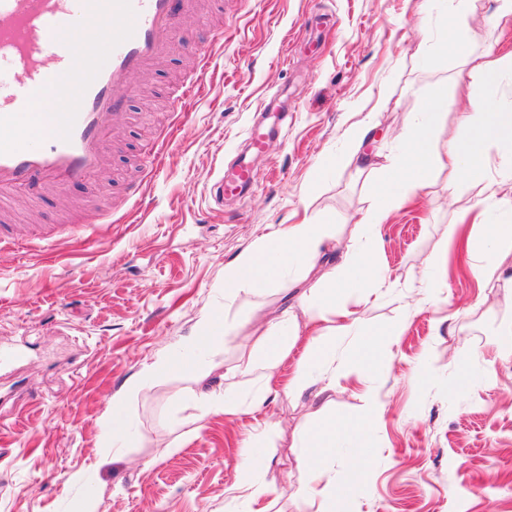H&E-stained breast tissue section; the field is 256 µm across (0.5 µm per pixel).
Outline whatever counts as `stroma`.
<instances>
[{"label":"stroma","instance_id":"obj_1","mask_svg":"<svg viewBox=\"0 0 512 512\" xmlns=\"http://www.w3.org/2000/svg\"><path fill=\"white\" fill-rule=\"evenodd\" d=\"M496 0H470L445 50L448 0H193L183 44L134 78L126 120L110 143L108 189L86 185L16 202L20 234L53 231L49 249H0V512H228L244 444L256 439L267 466L255 480L268 512H311L299 489L298 434L319 421L310 396L284 388L305 339L278 369L262 407L234 417L202 414L174 394L198 386L256 389L245 369L251 331L281 314L292 286L224 294V270L261 237L304 214L335 225L329 256L354 246L352 226L368 210L375 175L347 158L346 131L372 118L371 153L396 149L395 130L429 99L447 101L438 134L448 150L457 102L473 93L471 61L512 55V20L495 22ZM214 49L188 114L167 91L193 74L194 47L215 29ZM277 125L265 153L249 151L253 121ZM158 172L137 166L146 143ZM249 154L256 182L245 198L210 197L220 168ZM322 162L333 169L315 177ZM447 168L396 210L381 230L376 261L394 288L377 302L350 298L367 325L405 323L378 372H358L330 393L342 417L362 414L367 393L382 406L375 465L357 484L351 452L332 459L351 512H512V362L494 345L512 321V281L479 286L463 244L481 233L480 179L451 185ZM140 182L139 202L127 187ZM455 226L447 252L436 245ZM440 288L419 304L427 279ZM224 319L213 370L140 380L157 356L184 350L203 311ZM123 400L131 438L112 445V403Z\"/></svg>","mask_w":512,"mask_h":512}]
</instances>
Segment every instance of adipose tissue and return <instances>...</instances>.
I'll return each mask as SVG.
<instances>
[{
	"label": "adipose tissue",
	"mask_w": 512,
	"mask_h": 512,
	"mask_svg": "<svg viewBox=\"0 0 512 512\" xmlns=\"http://www.w3.org/2000/svg\"><path fill=\"white\" fill-rule=\"evenodd\" d=\"M503 64V58L499 57L472 65L470 77L484 91L465 99L448 154H440L436 142L444 110V101L438 96L431 99L419 121L399 135L395 153L385 162L373 161L366 151L373 139L371 122L363 121L349 128V156L368 163L379 181V190L371 208L354 225L358 237L355 249L340 255L336 264L316 270L315 263L325 255L328 241L335 238L336 227L309 217L299 224L283 225L260 238L225 272L224 292L228 295L240 286H279L293 267L307 275L319 272L325 282L318 295L300 294L283 317L265 323L260 334L264 348L262 386L247 406L255 409L263 403L280 364L294 347L303 326L310 328L311 333L305 352L288 380L289 395L299 398L309 392L319 398L334 391L340 379L376 369L383 351L398 339L401 329L365 327L349 310L348 298L355 295L367 301L381 296L379 284L384 276L376 264L380 226L429 182L439 166H448L458 174L477 175L486 168L491 155H498L501 160L498 177L486 182L484 190L501 206L512 208V195L505 193L506 188H512V122L505 120L495 97L485 92L486 86L499 77ZM466 250L476 259L472 273L479 282L487 285L500 280L505 273L503 264L512 256V224L485 225L479 237L467 239ZM347 336L353 337L354 343L346 347L342 341ZM187 395L206 412L234 414L246 406L238 393L229 389L221 392L191 389ZM379 415L380 405L373 400L363 416L323 420L315 430L300 438L299 469L309 477H316L327 470L337 448L351 442L359 449V474L369 476L374 465L370 442Z\"/></svg>",
	"instance_id": "ef3b65f1"
}]
</instances>
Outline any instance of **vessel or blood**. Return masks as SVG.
I'll use <instances>...</instances> for the list:
<instances>
[{"instance_id":"obj_1","label":"vessel or blood","mask_w":512,"mask_h":512,"mask_svg":"<svg viewBox=\"0 0 512 512\" xmlns=\"http://www.w3.org/2000/svg\"><path fill=\"white\" fill-rule=\"evenodd\" d=\"M190 7V0H0V212L18 196L33 201L105 176L110 133L126 119L131 78L179 48L180 20ZM86 25L97 32L92 44H64L65 34ZM196 52V74L170 94L176 106L211 62L210 45ZM62 80L75 95L32 111ZM254 183L243 161L213 190L240 197Z\"/></svg>"}]
</instances>
